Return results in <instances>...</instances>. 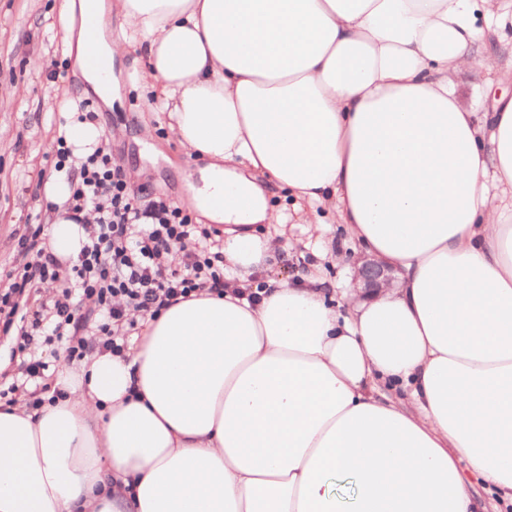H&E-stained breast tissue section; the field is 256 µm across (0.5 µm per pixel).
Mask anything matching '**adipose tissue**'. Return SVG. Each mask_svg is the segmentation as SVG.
Returning <instances> with one entry per match:
<instances>
[{
  "instance_id": "ef3b65f1",
  "label": "adipose tissue",
  "mask_w": 512,
  "mask_h": 512,
  "mask_svg": "<svg viewBox=\"0 0 512 512\" xmlns=\"http://www.w3.org/2000/svg\"><path fill=\"white\" fill-rule=\"evenodd\" d=\"M115 9L120 38L87 28ZM60 12L102 107L119 78L86 69L87 44L144 56L142 88L206 161L186 188L232 273L223 296L146 318L125 356L60 371L66 399L0 404V512H477L471 474L512 501V97L481 114L457 81L489 69L478 42L512 30V0ZM321 207L396 270L377 294L347 290L343 316L333 249L299 280L264 275L289 221Z\"/></svg>"
}]
</instances>
